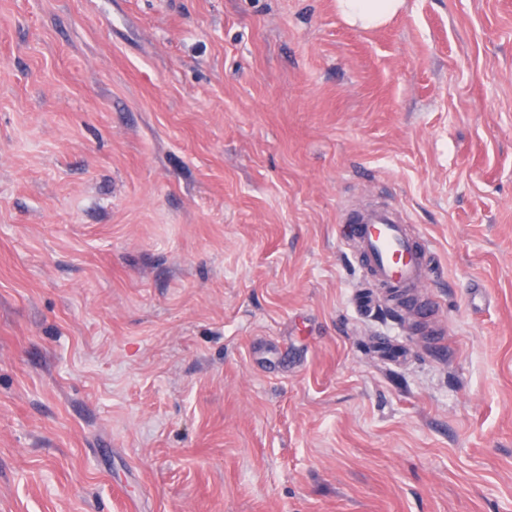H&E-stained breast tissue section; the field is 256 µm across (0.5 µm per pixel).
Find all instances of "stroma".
Wrapping results in <instances>:
<instances>
[{
	"label": "stroma",
	"instance_id": "obj_1",
	"mask_svg": "<svg viewBox=\"0 0 512 512\" xmlns=\"http://www.w3.org/2000/svg\"><path fill=\"white\" fill-rule=\"evenodd\" d=\"M0 512H512V0H0ZM404 0H336L342 17L351 25L372 29L385 24L403 7ZM340 237L352 242L373 283L410 306L421 318L427 334H442L435 321V304L428 288L432 270L429 247L411 235L394 212L387 207H355L342 220Z\"/></svg>",
	"mask_w": 512,
	"mask_h": 512
}]
</instances>
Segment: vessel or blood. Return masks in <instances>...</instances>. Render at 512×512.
Segmentation results:
<instances>
[{
	"instance_id": "vessel-or-blood-1",
	"label": "vessel or blood",
	"mask_w": 512,
	"mask_h": 512,
	"mask_svg": "<svg viewBox=\"0 0 512 512\" xmlns=\"http://www.w3.org/2000/svg\"><path fill=\"white\" fill-rule=\"evenodd\" d=\"M343 222L340 236L354 245L374 287L410 306L420 316L423 331L439 333L435 304L423 293L432 274L428 246L386 207L354 208Z\"/></svg>"
}]
</instances>
